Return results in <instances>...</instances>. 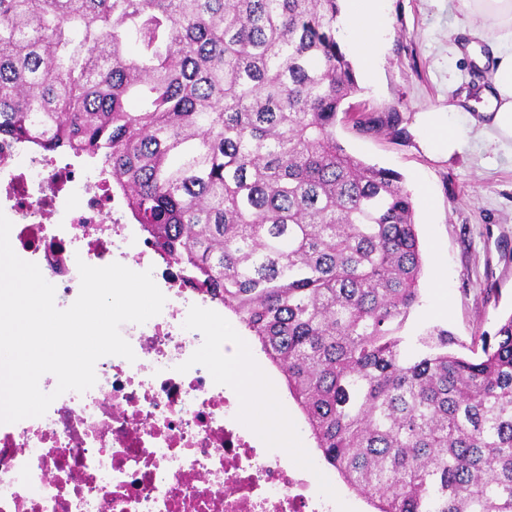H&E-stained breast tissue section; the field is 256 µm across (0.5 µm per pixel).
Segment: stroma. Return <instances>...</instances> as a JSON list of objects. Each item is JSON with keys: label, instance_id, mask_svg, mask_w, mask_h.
Listing matches in <instances>:
<instances>
[{"label": "stroma", "instance_id": "1", "mask_svg": "<svg viewBox=\"0 0 512 512\" xmlns=\"http://www.w3.org/2000/svg\"><path fill=\"white\" fill-rule=\"evenodd\" d=\"M386 13L377 68L358 73L352 102L372 117L396 109L399 125L361 131L343 119L336 137L364 162L400 173L416 201L422 298L405 335L443 325L468 356L480 351L481 334L494 333L512 314V151L490 142L469 120L486 73L475 58L490 56V42L477 41L473 54L464 49L466 18L457 0H386ZM452 99L464 103L463 111L449 115L462 147L448 157L425 148L418 119ZM247 360L261 380L274 382L288 409V459L303 468L308 495L333 498L335 512H370L365 498L348 490L321 458L283 375L256 340L248 342Z\"/></svg>", "mask_w": 512, "mask_h": 512}]
</instances>
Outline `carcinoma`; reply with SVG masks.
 <instances>
[{
    "label": "carcinoma",
    "mask_w": 512,
    "mask_h": 512,
    "mask_svg": "<svg viewBox=\"0 0 512 512\" xmlns=\"http://www.w3.org/2000/svg\"><path fill=\"white\" fill-rule=\"evenodd\" d=\"M338 0H0V141L112 180L183 284L284 376L373 512H512V315L479 359L431 326L402 176L336 139Z\"/></svg>",
    "instance_id": "carcinoma-1"
}]
</instances>
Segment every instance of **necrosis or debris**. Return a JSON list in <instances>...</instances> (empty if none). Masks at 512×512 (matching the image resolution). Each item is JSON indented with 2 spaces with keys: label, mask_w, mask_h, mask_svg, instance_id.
Wrapping results in <instances>:
<instances>
[{
  "label": "necrosis or debris",
  "mask_w": 512,
  "mask_h": 512,
  "mask_svg": "<svg viewBox=\"0 0 512 512\" xmlns=\"http://www.w3.org/2000/svg\"><path fill=\"white\" fill-rule=\"evenodd\" d=\"M0 212L18 255L53 281L57 307L79 287L82 262L148 270L166 287L159 315L120 327L135 361L102 357L91 389L0 424V512H331L245 427L220 370L223 341L185 327L205 298L143 248L99 186L65 166L37 182L12 167Z\"/></svg>",
  "instance_id": "1"
}]
</instances>
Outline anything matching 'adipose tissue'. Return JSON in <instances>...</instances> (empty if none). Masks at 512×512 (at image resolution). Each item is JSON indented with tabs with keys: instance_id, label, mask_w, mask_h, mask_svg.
Returning <instances> with one entry per match:
<instances>
[{
	"instance_id": "obj_1",
	"label": "adipose tissue",
	"mask_w": 512,
	"mask_h": 512,
	"mask_svg": "<svg viewBox=\"0 0 512 512\" xmlns=\"http://www.w3.org/2000/svg\"><path fill=\"white\" fill-rule=\"evenodd\" d=\"M346 8L340 25L350 46L360 56L365 70H372L375 50L386 28L385 0H345ZM461 7L474 23L472 37H481L483 30L496 34L492 51L488 84L483 91L486 100L471 123L497 143L512 144V0H460ZM456 104L424 115L426 147L433 152L453 155L461 147V140L450 129L448 115L456 111ZM225 367L242 372L253 409L263 411L266 423L276 424L283 418L273 391L259 385L255 374L246 372L237 352L224 355Z\"/></svg>"
}]
</instances>
